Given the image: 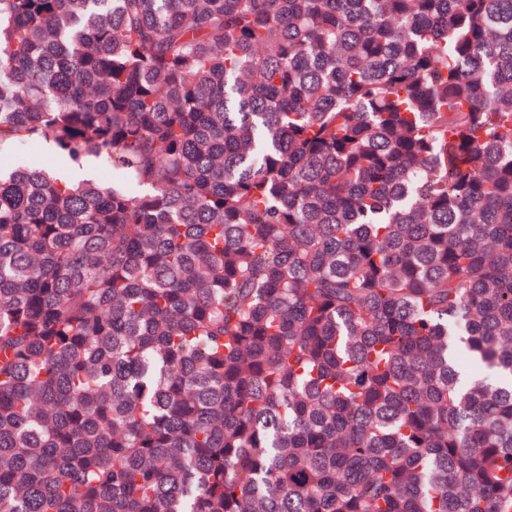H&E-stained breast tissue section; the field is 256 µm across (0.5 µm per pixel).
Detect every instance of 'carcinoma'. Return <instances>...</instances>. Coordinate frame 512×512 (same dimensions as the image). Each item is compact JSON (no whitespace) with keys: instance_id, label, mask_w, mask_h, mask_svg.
Returning a JSON list of instances; mask_svg holds the SVG:
<instances>
[{"instance_id":"carcinoma-1","label":"carcinoma","mask_w":512,"mask_h":512,"mask_svg":"<svg viewBox=\"0 0 512 512\" xmlns=\"http://www.w3.org/2000/svg\"><path fill=\"white\" fill-rule=\"evenodd\" d=\"M0 512H512V0H0Z\"/></svg>"}]
</instances>
